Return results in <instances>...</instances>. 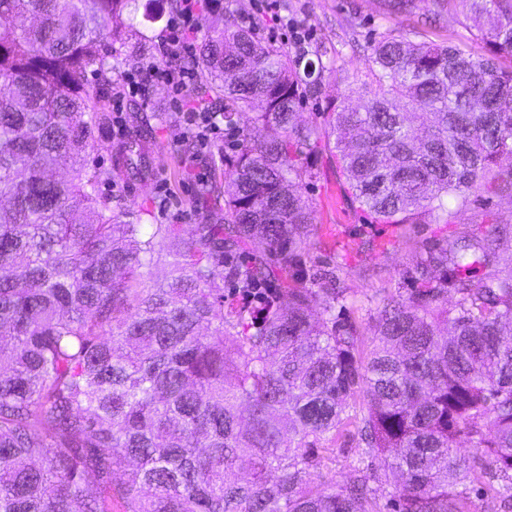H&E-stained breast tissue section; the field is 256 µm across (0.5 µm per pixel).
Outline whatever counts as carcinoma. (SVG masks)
<instances>
[{"label": "carcinoma", "mask_w": 512, "mask_h": 512, "mask_svg": "<svg viewBox=\"0 0 512 512\" xmlns=\"http://www.w3.org/2000/svg\"><path fill=\"white\" fill-rule=\"evenodd\" d=\"M459 5L493 17L487 51L385 35L352 89L363 107L332 102L305 125L303 98L337 69L207 0L222 25L193 63L239 139L224 207L186 235L146 231L102 193L114 169L87 161L112 60L148 41L123 21L135 0H0V512H379L386 494L393 512H471L479 477L512 483V224L421 256L410 293L377 305L365 359L358 327L336 320L343 291L321 287L336 273L300 261L316 216L299 189L326 150L372 224H449L448 201L512 185L498 168L512 157V0H433L437 15ZM248 114L263 136L240 125ZM160 119L128 132L122 171L149 177ZM356 396L382 471L327 491L308 480L313 450ZM463 438L478 473L457 457ZM233 468L246 476L227 480ZM482 501L512 509L491 485Z\"/></svg>", "instance_id": "obj_1"}]
</instances>
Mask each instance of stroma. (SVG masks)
I'll use <instances>...</instances> for the list:
<instances>
[{
	"label": "stroma",
	"mask_w": 512,
	"mask_h": 512,
	"mask_svg": "<svg viewBox=\"0 0 512 512\" xmlns=\"http://www.w3.org/2000/svg\"><path fill=\"white\" fill-rule=\"evenodd\" d=\"M281 15L301 21L311 29L313 38L303 48H290V56L306 54L342 69V80H326L319 92L306 99L299 120L313 125L321 120L329 100L343 101L355 81L366 71L367 48L383 34L394 30L415 36L416 40L465 45L481 49L478 27H489L490 18L473 26L463 14L433 16L430 0H414L413 13L395 18L389 15L385 0H279ZM199 87H190L180 106L160 105L157 99H141L145 112L164 111L165 120L153 134L154 173L143 182L119 178L104 185V193L121 198L143 213L146 224H180L191 228L198 221L200 203L196 196L198 181H220L224 163L217 145L187 143L178 107L206 102ZM322 175L303 190L314 207L317 233L323 243L322 257L336 268V285L346 291L341 315L355 323L360 331L359 356L373 346L371 317L379 299L394 293L403 276L417 261L426 246L454 240L458 235L483 234L489 223L512 224V193L494 187L474 189L469 202L452 224L368 223L354 203L346 175L331 153L318 159ZM359 404H352L344 415V424L335 442L319 445L317 466L310 478L330 490L347 484L359 470L375 469L378 459L369 456L360 439Z\"/></svg>",
	"instance_id": "stroma-1"
}]
</instances>
